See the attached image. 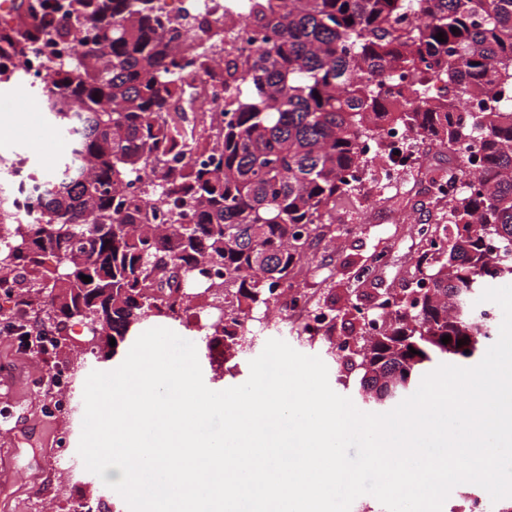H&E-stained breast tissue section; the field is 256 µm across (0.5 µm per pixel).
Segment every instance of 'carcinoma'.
<instances>
[{
    "label": "carcinoma",
    "instance_id": "carcinoma-1",
    "mask_svg": "<svg viewBox=\"0 0 512 512\" xmlns=\"http://www.w3.org/2000/svg\"><path fill=\"white\" fill-rule=\"evenodd\" d=\"M165 13L162 0H40L24 31L0 35V60L41 38L78 45L74 58L47 63L51 87L37 89L52 128L71 140L58 169L23 172L38 191L36 223H11L0 191V276L16 283L15 315L62 328L97 318L102 339L90 351L100 359L117 354L104 351L110 339L123 343L148 321L227 309L233 318L211 324L206 348L222 344L232 360L252 310L269 311L312 247L336 241V198L373 171L365 142L386 123L473 172L451 195L443 175L430 177L442 222L421 237L376 335L343 364L364 370L360 391L371 395L408 376L416 385L435 362L476 360L491 327L459 309L499 266L512 268V0H248L259 43L236 52L224 29V122L203 112L189 129ZM178 26L211 40L195 16ZM493 89L483 110H454ZM134 186L140 201L128 197ZM155 199L191 221L151 223ZM445 335L478 342L450 352Z\"/></svg>",
    "mask_w": 512,
    "mask_h": 512
}]
</instances>
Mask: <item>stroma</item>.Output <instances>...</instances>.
I'll return each instance as SVG.
<instances>
[{
	"label": "stroma",
	"mask_w": 512,
	"mask_h": 512,
	"mask_svg": "<svg viewBox=\"0 0 512 512\" xmlns=\"http://www.w3.org/2000/svg\"><path fill=\"white\" fill-rule=\"evenodd\" d=\"M38 105L33 88L23 89L16 80L0 78V161L46 169L45 155L23 137L27 128L41 123ZM334 215L338 222L351 224L354 232L337 236L333 246L312 249L303 284L316 303L333 310V334L343 339L358 331V323L349 312L351 305L369 311L377 294L405 288L404 274L421 248L410 227L438 223L441 211L426 190L424 175L415 171L408 176L404 190L393 198L373 199L371 190L362 187L353 197L337 199ZM384 248L390 251L388 267L377 280L355 285V271L372 253ZM173 330L195 344L203 380L215 391L243 384L250 374V361L268 340H284L306 355L323 353L321 347L298 342L290 333L258 325L252 347L237 357L234 368L227 369L222 351L208 353L194 326L177 324ZM2 364L22 370L18 379L0 380V409L9 413L7 421H0V456H11L15 469L11 482L0 483V500H6L7 512H44L48 506L62 512L71 504L92 498L119 501V494L108 487L114 479L112 471L96 476L86 470L78 454L81 417H52L42 411L37 395L48 383L41 355L33 349H21L16 337L0 335ZM65 431L70 434V445L63 453L58 438Z\"/></svg>",
	"instance_id": "1"
}]
</instances>
